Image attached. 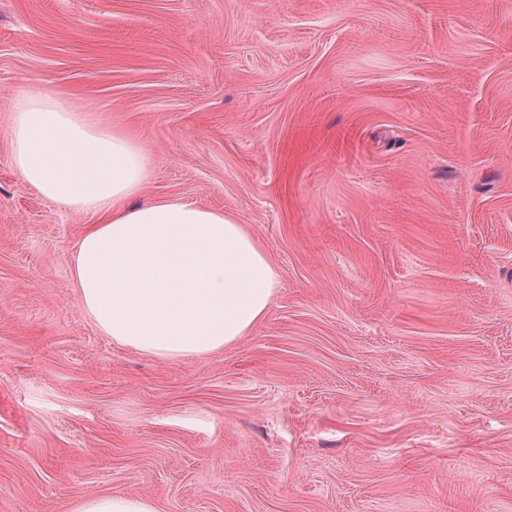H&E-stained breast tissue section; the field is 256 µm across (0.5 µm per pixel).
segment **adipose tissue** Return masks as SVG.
Returning <instances> with one entry per match:
<instances>
[{"label":"adipose tissue","mask_w":512,"mask_h":512,"mask_svg":"<svg viewBox=\"0 0 512 512\" xmlns=\"http://www.w3.org/2000/svg\"><path fill=\"white\" fill-rule=\"evenodd\" d=\"M12 162L43 198L99 215L76 242L79 302L99 331L161 360L202 357L264 319L279 285L233 216L182 198L140 202L151 154L40 86L12 106Z\"/></svg>","instance_id":"adipose-tissue-1"}]
</instances>
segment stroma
<instances>
[{"label": "stroma", "mask_w": 512, "mask_h": 512, "mask_svg": "<svg viewBox=\"0 0 512 512\" xmlns=\"http://www.w3.org/2000/svg\"><path fill=\"white\" fill-rule=\"evenodd\" d=\"M280 272L224 350L82 309L91 212L17 175L30 84ZM512 512V0H0V512ZM71 512H157L155 504L143 497L103 496L75 503Z\"/></svg>", "instance_id": "1"}]
</instances>
